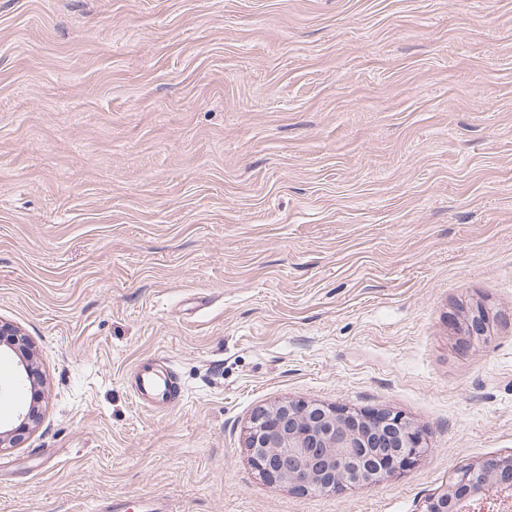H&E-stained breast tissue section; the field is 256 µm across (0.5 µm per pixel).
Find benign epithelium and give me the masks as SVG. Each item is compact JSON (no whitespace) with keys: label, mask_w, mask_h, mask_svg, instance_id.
Here are the masks:
<instances>
[{"label":"benign epithelium","mask_w":512,"mask_h":512,"mask_svg":"<svg viewBox=\"0 0 512 512\" xmlns=\"http://www.w3.org/2000/svg\"><path fill=\"white\" fill-rule=\"evenodd\" d=\"M498 322L482 303L461 311L457 327L472 345ZM0 344L24 347L18 329L0 323ZM248 460L264 481L296 493L343 492L381 482L416 464L425 438L406 416L394 411H362L318 400H279L256 409L243 434ZM495 489L507 496L498 512H512V458L491 457L467 468L423 512H467Z\"/></svg>","instance_id":"obj_1"}]
</instances>
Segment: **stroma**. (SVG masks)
Returning <instances> with one entry per match:
<instances>
[{
	"mask_svg": "<svg viewBox=\"0 0 512 512\" xmlns=\"http://www.w3.org/2000/svg\"><path fill=\"white\" fill-rule=\"evenodd\" d=\"M0 321L42 380L0 512H423L512 457V0H0ZM156 357L182 400L149 411ZM282 398L426 455L269 485L242 430ZM460 313L461 319L457 327L458 335L464 336L462 338L463 342L469 346L476 341H480L498 322V316L493 314L484 304L478 302L465 307ZM132 388L136 402L143 407L156 409V404L170 403L180 397L174 371L157 359L136 366Z\"/></svg>",
	"mask_w": 512,
	"mask_h": 512,
	"instance_id": "obj_1",
	"label": "stroma"
}]
</instances>
